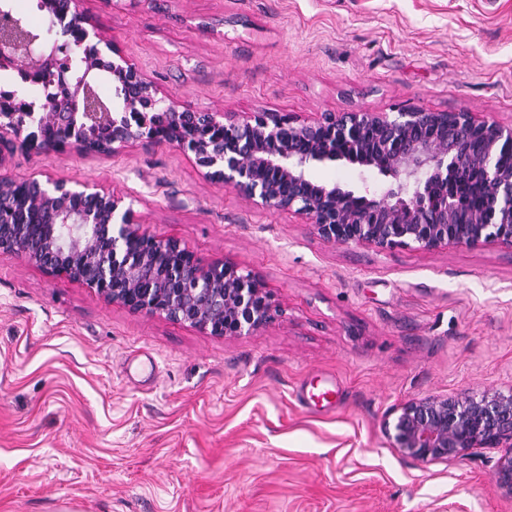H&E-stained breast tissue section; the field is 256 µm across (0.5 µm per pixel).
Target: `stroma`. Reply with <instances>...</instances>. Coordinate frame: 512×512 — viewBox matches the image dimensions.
<instances>
[{
    "instance_id": "1",
    "label": "stroma",
    "mask_w": 512,
    "mask_h": 512,
    "mask_svg": "<svg viewBox=\"0 0 512 512\" xmlns=\"http://www.w3.org/2000/svg\"><path fill=\"white\" fill-rule=\"evenodd\" d=\"M178 109L512 124V0H80ZM194 154L15 148L0 179L121 198L138 233L258 277L277 311L217 337L0 252V512H512L502 451L401 458L413 398L512 389V247L379 250L203 176ZM312 179L363 192L377 170ZM326 397H319V390Z\"/></svg>"
}]
</instances>
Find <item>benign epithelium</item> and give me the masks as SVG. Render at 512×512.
<instances>
[{
	"label": "benign epithelium",
	"mask_w": 512,
	"mask_h": 512,
	"mask_svg": "<svg viewBox=\"0 0 512 512\" xmlns=\"http://www.w3.org/2000/svg\"><path fill=\"white\" fill-rule=\"evenodd\" d=\"M49 23L22 38L23 20L0 2V66L25 83L55 87L64 106L47 118L18 93L0 99V117L27 118L14 138L28 149L93 151L114 144L166 141L194 153L206 179L263 207L296 209L317 234L339 244L391 250H434L455 244L512 247V169L498 163L512 146V126L476 120L468 112L418 108L326 113L294 122L275 112L242 121L216 112L177 111L122 57L112 42L90 34L76 0H38ZM81 64L58 67L59 54ZM112 80V101L94 80ZM345 160L391 178L380 193L357 195L308 176L313 164ZM483 173L484 205L462 208L448 187L471 170ZM0 251H17L47 273L81 281L105 300L136 313L160 315L212 336H242L266 326L276 307L261 280L230 263L206 264L177 239L145 237L132 227L122 199L75 190L63 181L45 188L0 180ZM392 448L424 465L462 457L475 448H502L495 484L512 495V389L410 399L383 424Z\"/></svg>",
	"instance_id": "obj_1"
}]
</instances>
